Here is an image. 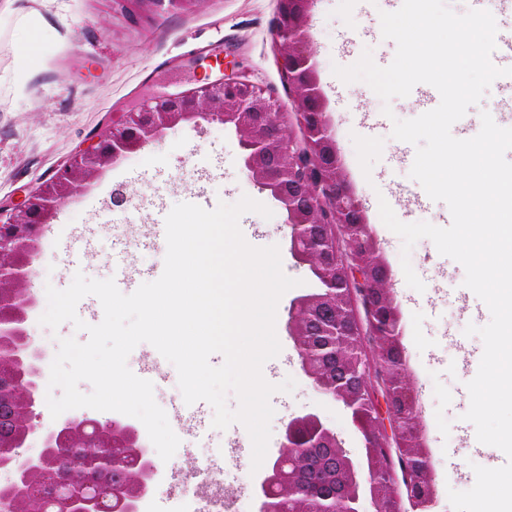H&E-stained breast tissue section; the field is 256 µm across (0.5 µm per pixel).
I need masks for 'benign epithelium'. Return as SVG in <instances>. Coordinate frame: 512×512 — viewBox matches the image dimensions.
I'll return each instance as SVG.
<instances>
[{
  "instance_id": "benign-epithelium-1",
  "label": "benign epithelium",
  "mask_w": 512,
  "mask_h": 512,
  "mask_svg": "<svg viewBox=\"0 0 512 512\" xmlns=\"http://www.w3.org/2000/svg\"><path fill=\"white\" fill-rule=\"evenodd\" d=\"M115 2L135 14L156 12L165 5L190 8L198 0ZM313 2L277 0L272 30L281 47V76L293 94L299 133L286 130L278 101L265 97L229 61L221 78L193 91L145 101L126 113L120 125L58 169L9 216L0 207V285L22 286L19 293L0 295V404L25 417L22 429L6 433L0 428V473L8 474L6 481H0V512H17L19 505L35 499L45 503V512H140L155 484L159 466L133 421L70 415L48 428L40 423L45 354L28 331L36 297L27 284L40 256L42 227L60 205L89 188L85 173H102L160 140L182 121L219 123L237 136L246 173L285 211L288 252L303 267L314 261L323 269L318 293L333 310V315L322 317L323 332L352 340L350 369L359 384L355 399L340 382L326 385L316 369L334 355L330 347H304L298 342L295 346L301 370L314 389L348 412L363 437L368 463L354 461L319 412L309 409L293 415L283 427L282 454L254 485L258 512H288L279 502L278 488L293 479L288 465L299 457L310 464L308 481L295 482L297 495L305 499V512H364L366 501L370 512H402L393 488L390 442L408 448L410 440H419L418 400L411 393L398 406L400 368L385 354L378 357L375 368L365 354L366 342L374 340L382 349L383 337L398 340L401 331L383 325L377 315L374 278L388 279L390 270L378 254L359 203L340 176L341 157L310 49L307 19ZM358 297L367 317L366 332L357 314ZM310 301L307 292L290 303L286 330L294 340ZM34 439L39 440L40 450L28 456L25 449ZM338 464L346 473V486L354 489L351 495L336 496ZM129 469L138 476L134 489L121 480ZM400 471L409 503L421 512L425 500L418 494L421 478L405 465Z\"/></svg>"
}]
</instances>
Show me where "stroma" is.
<instances>
[{
  "instance_id": "obj_1",
  "label": "stroma",
  "mask_w": 512,
  "mask_h": 512,
  "mask_svg": "<svg viewBox=\"0 0 512 512\" xmlns=\"http://www.w3.org/2000/svg\"><path fill=\"white\" fill-rule=\"evenodd\" d=\"M387 8V0H314L308 31L342 175L391 271L406 374L422 407L421 436L434 489L431 512H453L449 490L472 488L474 466L490 464L486 450L468 447L466 439L475 427L463 419L469 407L466 384L472 378L464 359L483 352L480 337L465 335L464 329L471 323L486 325L490 312L464 287L461 264L440 255L427 238L403 253L400 237L380 218L383 200L405 223L439 226L448 213L443 202L417 205L409 200L423 188L410 178V163L399 160L406 143L393 139L391 132L393 118L419 115L417 103L406 97L383 104L366 83L347 84L332 72L333 66L354 64L367 48L376 64L393 60L396 45L384 39L377 26L380 12ZM276 15V0H198L188 10L145 12L135 20L114 0H0V203H21L138 101L219 78L215 60L225 55L277 99L282 111H293L292 95L278 67L281 49L272 37ZM387 106L393 111L389 118L383 115ZM484 111L512 120V92L502 82L491 84L481 102L453 125V134L475 136ZM119 188L126 199L117 204L113 193ZM197 193L210 210L245 195L267 206L272 218L255 212L241 216V223L255 228L248 242L255 247L278 246L284 274L298 281L277 306L281 352L262 367L269 383L295 381L292 391L274 393L270 399L274 416L267 459L278 457L288 417L308 408L319 411L352 457L360 458L363 443L358 433L340 406L323 398L305 378L286 332L290 303L301 294L299 282L307 272L288 252L285 214L247 176L236 136L217 123L178 124L156 144L107 167L80 199L59 208L52 221L55 234L43 236L31 281L37 305L28 328L46 361H53L60 340L85 339L72 323L54 330L40 324L47 308L46 286L65 289L78 272L91 279L111 278L112 248L117 244L140 270V282L155 281L163 272L167 246L162 239L145 241L153 214L158 209L170 212ZM88 229L95 231L96 243L86 256L74 239ZM406 260L424 282V291L407 285L402 268ZM150 362L165 379L155 388L154 398L163 410H170L183 400L175 367L147 343L137 345L127 359L134 372ZM178 437L180 445L169 461L161 463L157 487L142 512H185V500L169 492L172 483H194L202 449L215 452L230 446L236 452L224 461L223 479L230 512H256L252 442L242 424L224 430L209 424L203 433L186 430Z\"/></svg>"
}]
</instances>
